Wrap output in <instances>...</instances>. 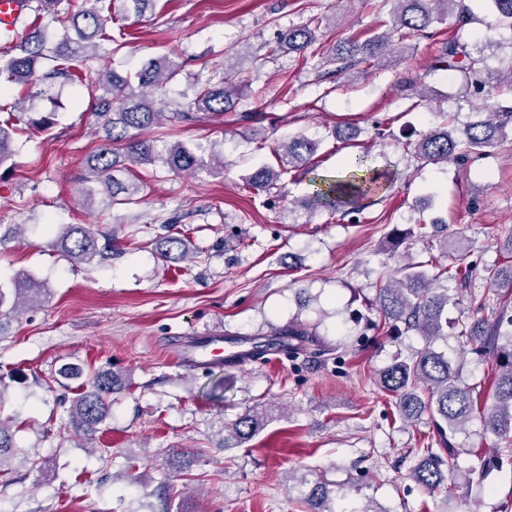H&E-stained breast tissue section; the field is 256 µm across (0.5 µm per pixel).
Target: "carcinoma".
<instances>
[{"label":"carcinoma","mask_w":512,"mask_h":512,"mask_svg":"<svg viewBox=\"0 0 512 512\" xmlns=\"http://www.w3.org/2000/svg\"><path fill=\"white\" fill-rule=\"evenodd\" d=\"M155 0H86L88 7L76 14H60V0H36L34 16L30 22L32 35L21 54L0 57V76L7 81L25 85L35 74L41 60L54 62L46 79L64 78L84 84L93 100L92 112L97 129L104 134L101 149L87 156L85 164L89 176L80 192L81 205L92 210L98 195L108 198L111 206L136 201L142 185L118 179L119 168L157 164L171 171L224 170V160L206 154L203 147L192 148L177 141L158 149L155 141L141 137V133L157 125L180 127L200 119V114L220 116L234 110L244 82L238 80L240 70L224 58V64L214 68L213 75L197 82L192 95L164 101L156 97L167 84L175 81L182 72V64L173 59L160 58L149 61L135 74L137 83L114 70H96L87 61L104 52L117 54L125 35L119 22L129 13L141 17ZM393 5L390 21H381L384 30L364 39L354 36L339 40L332 52L319 55L312 49L316 41V28L320 18L312 17L306 23L279 32L276 50L296 52L303 60L321 57L316 67L332 65L337 73H346L359 66H369L376 60L393 53L408 38L434 36L432 25L451 17L457 29L471 21L463 0H385ZM501 26L512 30V0H486ZM54 11L63 33L55 40H48L37 27L39 15ZM110 24L118 25V36L107 30ZM432 71L444 72V78L453 83L450 98L467 105L476 114H486L485 119L459 123L452 114L420 135L413 149L417 167L429 164L468 165L483 156L485 149L508 139L512 133V103L499 99V92L507 88L512 92V60L506 70L478 66L468 43L450 37L443 43L439 56L430 65ZM20 131L18 124H0V165L15 155L13 135ZM318 142L295 136L279 143L274 149L280 159L288 160V167L276 169L263 166L252 172L247 185L267 192L284 188L283 175L291 170L308 168L317 150ZM400 172L389 163H380L370 150L363 151L352 165L326 172L312 180L313 189L301 200L308 212L317 210L331 214L343 212L358 214L374 197H384L398 179ZM447 225L432 222V232L427 224L418 220L415 227L407 229L405 236L395 240L399 247L407 241L439 239L442 252H448ZM113 237L98 244V233L83 224H64L57 234L56 247L61 255L88 265L105 260L112 254ZM472 246L462 245L453 252L448 265H436L434 259L414 264H402L380 274L375 297L368 310L376 318H365L366 328L377 331L385 324L397 333L414 332L426 338V345L408 355L397 353L389 365L377 373L376 381L395 398V407L401 417L412 422L422 413L431 417L432 442L415 449L419 461L411 477L431 494L452 485L445 481L452 478L457 468L461 449L455 436L474 415V397L481 383L466 384L460 378V363H454L448 353L437 351L431 342L448 335V328L465 343L472 344L469 353L479 362L491 364L494 373L492 400L480 412L483 431L503 443L492 449L491 454L480 458V468L500 461L504 452L512 454V264L506 267L488 265L468 260ZM159 259L174 262L186 258L191 252V241L182 235L169 234L156 241ZM481 277L492 288L487 295L471 302L474 318L459 320L448 325V303L456 302L449 294L448 283L456 285V292L463 293L470 283ZM44 292L42 284L29 275H19L10 288L0 285V335L11 317L26 304H36ZM491 316H485V311ZM276 336L288 337V348L293 351L314 346L324 351V341L317 332V325L308 324L294 317L288 324L273 328ZM66 378H84L83 391L72 400L68 410V425L73 431L89 436L110 417L112 394L122 390L121 378L110 369H95L83 373L79 367L64 371ZM265 424L264 413L256 410L239 417L228 428L229 436L244 443ZM11 421L0 419V475L8 459L14 454ZM300 502L309 512H333L330 507V490L327 483L302 476L298 488Z\"/></svg>","instance_id":"carcinoma-1"}]
</instances>
